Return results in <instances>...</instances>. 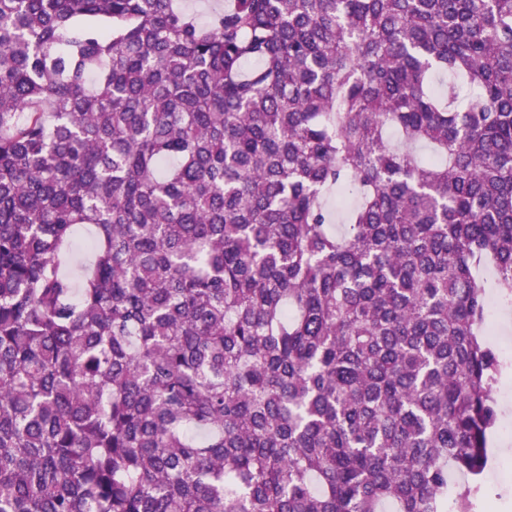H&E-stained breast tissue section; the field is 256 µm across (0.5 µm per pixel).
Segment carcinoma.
<instances>
[{"mask_svg":"<svg viewBox=\"0 0 512 512\" xmlns=\"http://www.w3.org/2000/svg\"><path fill=\"white\" fill-rule=\"evenodd\" d=\"M483 266L512 0H0V512H473ZM177 6L186 12L191 17L201 24H206L209 21L211 14L214 11L223 10L222 4L224 2L217 0H175ZM194 1V2H183ZM193 17V18H194ZM201 17V20L199 19Z\"/></svg>","mask_w":512,"mask_h":512,"instance_id":"1","label":"carcinoma"}]
</instances>
